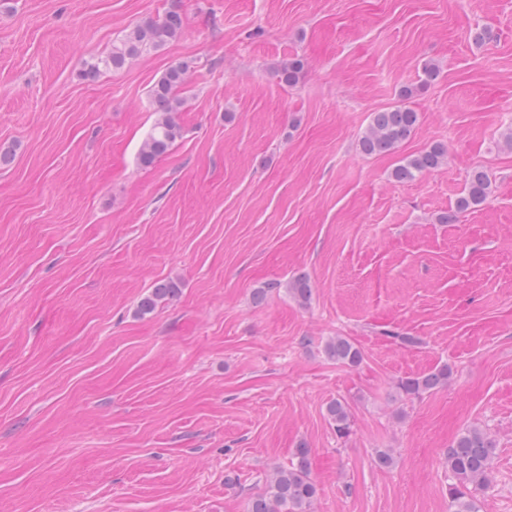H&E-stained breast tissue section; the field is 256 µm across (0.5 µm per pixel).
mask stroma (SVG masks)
<instances>
[{
    "instance_id": "stroma-1",
    "label": "stroma",
    "mask_w": 512,
    "mask_h": 512,
    "mask_svg": "<svg viewBox=\"0 0 512 512\" xmlns=\"http://www.w3.org/2000/svg\"><path fill=\"white\" fill-rule=\"evenodd\" d=\"M174 2L177 40L81 80ZM179 61L183 133L145 168ZM427 63L412 136L363 155ZM511 125L512 0H0V512H246L301 446L315 512H448L443 453L471 425L496 441L479 512H512ZM436 143L444 165L392 179ZM476 167L492 196L441 223ZM442 364L448 387L399 395ZM179 293L176 282L164 279L155 283L150 293L142 297L137 305V313L140 316L152 314L157 306L167 300L174 299ZM325 353L330 359L349 367H358L363 360L360 348L343 336L331 338L325 345ZM327 415L331 425L340 438L349 434L351 428V417L348 408L343 400L336 399L327 406Z\"/></svg>"
}]
</instances>
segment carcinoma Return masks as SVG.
Returning a JSON list of instances; mask_svg holds the SVG:
<instances>
[{"label": "carcinoma", "mask_w": 512, "mask_h": 512, "mask_svg": "<svg viewBox=\"0 0 512 512\" xmlns=\"http://www.w3.org/2000/svg\"><path fill=\"white\" fill-rule=\"evenodd\" d=\"M184 30V19L175 5L159 20L149 19L127 30L112 42L105 54L92 59L82 71L87 80L97 79L101 73L120 70L134 58L150 49L160 48L178 39ZM191 66L180 62L170 66L150 89L158 118L142 145L139 153L141 166L148 168L164 156L182 136L179 112L182 99L179 92L187 82ZM304 62L292 58L277 67L276 76L282 83L293 86L300 81ZM437 77V67L424 64L419 84L405 87L401 97L408 100ZM418 112L401 104L373 114L371 124L360 138V147L367 155L392 152L415 131ZM447 156L444 145L437 143L425 151L404 158L393 170L398 181H412L419 175L439 168ZM492 193V179L482 168L473 169L467 179L463 194L454 209L441 217L446 223L456 220L457 215L484 203ZM179 293L176 282L164 279L155 283L150 293L137 305L141 316L152 314L157 306L174 299ZM289 296L304 306L311 297V288L303 278L288 284ZM326 355L338 363L357 367L363 354L359 347L343 336L331 338L325 345ZM452 371L448 365L415 377H407L397 383L401 396L418 398L434 390L448 387ZM327 415L336 435L345 437L351 428V417L345 402L336 399L327 406ZM311 449L297 448L293 461L285 469L277 470L265 480L260 492L249 501L248 512H312L318 495V487L311 475ZM496 458V444L480 427L471 426L461 432L444 453V464L451 477L448 484V512H479L477 493L487 488L489 475Z\"/></svg>", "instance_id": "obj_1"}]
</instances>
